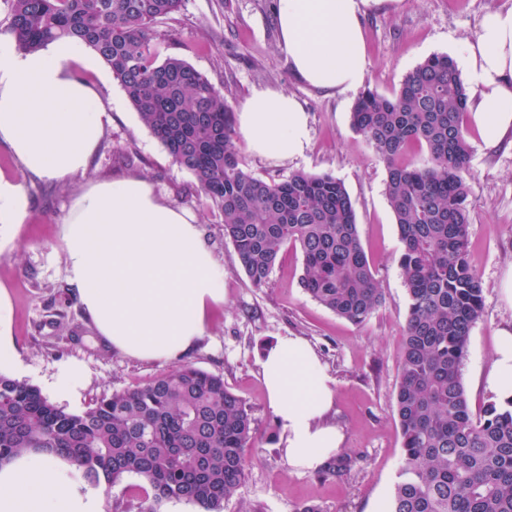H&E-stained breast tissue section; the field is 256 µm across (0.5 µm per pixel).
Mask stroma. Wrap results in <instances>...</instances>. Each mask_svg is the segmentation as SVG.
I'll return each mask as SVG.
<instances>
[{"instance_id":"obj_1","label":"stroma","mask_w":512,"mask_h":512,"mask_svg":"<svg viewBox=\"0 0 512 512\" xmlns=\"http://www.w3.org/2000/svg\"><path fill=\"white\" fill-rule=\"evenodd\" d=\"M276 0H184L181 10L157 22L159 57L185 59L240 109L256 91L293 94L308 116L301 156L272 161L238 142L242 167L280 181L296 171L331 173L353 202L361 242L385 296L362 324L338 317L298 284L302 256L284 250L268 283L251 287L220 212L202 195L194 176L173 163L143 125L109 68L77 70L102 98L111 120L85 175L65 181L29 176L0 142V173L21 183L29 199L24 223L0 224V291L10 300L0 311L14 361L8 375L38 387L54 404L78 412L96 398L142 386L175 369V362L132 359L97 336L66 278L64 222L90 182L146 179L155 194L191 212L223 274L224 303L212 309L207 334L182 357L222 376L242 396L254 418L255 462L224 512H295L303 503L320 512H384L402 461L396 416L399 348L408 298L399 267L401 245L385 195L386 170L350 122L355 93L328 95L296 76L280 47ZM512 8V0H387L362 18L365 87L389 95L402 77L435 53L461 59L464 41L481 18ZM469 251L484 288V312L473 326L462 377L469 407L480 415L493 400L486 380L493 368L497 333L512 327V301L503 279L512 273V143L491 147L469 132ZM298 336L318 355L335 389L334 422L344 434L341 454L355 458L346 475L322 477L289 466L277 446L260 358L267 343Z\"/></svg>"}]
</instances>
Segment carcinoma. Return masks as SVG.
I'll return each instance as SVG.
<instances>
[{
	"mask_svg": "<svg viewBox=\"0 0 512 512\" xmlns=\"http://www.w3.org/2000/svg\"><path fill=\"white\" fill-rule=\"evenodd\" d=\"M20 51L70 37L97 53L141 121L224 220L250 285L263 287L287 246L303 257L299 286L337 316L361 324L383 297L361 244L343 181L297 171L266 180L240 166L232 109L177 56L158 61L152 28L183 0H6ZM470 88L456 61L433 54L390 95L365 89L351 111L387 172L385 194L398 229L408 296L396 412L403 459L387 512H512V398L473 417L462 381L483 287L468 250L464 175L471 162ZM413 147L427 164L402 161ZM254 420L224 379L191 364L133 390L69 412L41 391L0 373V466L25 453L52 454L69 477L125 492L140 512L164 502L224 512L245 481ZM352 460L322 468L340 477Z\"/></svg>",
	"mask_w": 512,
	"mask_h": 512,
	"instance_id": "carcinoma-1",
	"label": "carcinoma"
}]
</instances>
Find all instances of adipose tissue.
<instances>
[{
  "mask_svg": "<svg viewBox=\"0 0 512 512\" xmlns=\"http://www.w3.org/2000/svg\"><path fill=\"white\" fill-rule=\"evenodd\" d=\"M385 0H278L280 45L294 72L334 95L360 89L367 60L361 18ZM474 83L468 113L486 144L512 130V9L485 14L464 44ZM99 70L78 41L61 38L20 53L0 38V142L25 172L64 181L86 173L107 109L75 69ZM238 124L249 150L273 160L302 155L307 115L286 91H259ZM67 280L98 336L126 356L173 361L204 336L211 309L224 302L222 274L195 216L157 197L147 180L97 181L76 200L64 228ZM261 372L278 445L290 466L311 470L344 436L324 423L334 389L312 348L279 337ZM512 396V329L498 332L489 377ZM60 459L25 455L0 467V512H104L102 499L65 483Z\"/></svg>",
  "mask_w": 512,
  "mask_h": 512,
  "instance_id": "ef3b65f1",
  "label": "adipose tissue"
}]
</instances>
